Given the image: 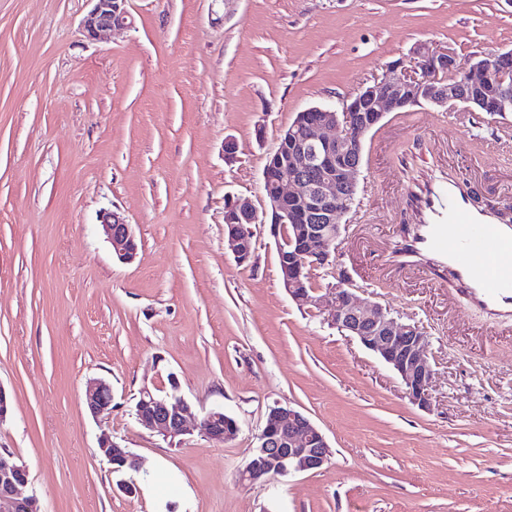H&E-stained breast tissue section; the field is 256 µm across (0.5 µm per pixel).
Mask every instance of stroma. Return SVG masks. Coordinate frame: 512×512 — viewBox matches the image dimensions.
I'll list each match as a JSON object with an SVG mask.
<instances>
[{
  "label": "stroma",
  "mask_w": 512,
  "mask_h": 512,
  "mask_svg": "<svg viewBox=\"0 0 512 512\" xmlns=\"http://www.w3.org/2000/svg\"><path fill=\"white\" fill-rule=\"evenodd\" d=\"M130 25L87 38L89 0H0V452L29 473L40 512H512V332L467 307L444 269L394 251L418 221L411 191L453 178L512 204L500 117L418 105L363 144L337 264L361 298L430 341L432 404L284 289L280 237L224 248L231 196L266 207L263 170L311 107L342 109L416 49L458 60L512 51V0H127ZM234 141V155L224 153ZM120 211L138 242L120 261L100 226ZM239 425L169 443L136 419L142 387ZM112 415L85 410L87 379ZM321 427L320 470L239 484L266 415ZM145 461L116 472L102 428ZM137 490H120L124 481ZM83 403L93 419L104 422L112 414V386L102 378L89 379ZM227 416L225 415L224 410L221 408H213L210 411H208L206 413V415L204 416V418H203L204 431H205V434L207 435V437L211 441H213L215 443L224 444V443L234 440L237 437L238 432H239V426L235 419L234 420L236 422V429L234 430L233 433H229L227 431L222 432V430H221V421L223 419L227 418ZM228 417H230V416H228ZM230 418H232V417H230Z\"/></svg>",
  "instance_id": "1"
}]
</instances>
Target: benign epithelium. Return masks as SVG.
Here are the masks:
<instances>
[{
  "label": "benign epithelium",
  "instance_id": "1",
  "mask_svg": "<svg viewBox=\"0 0 512 512\" xmlns=\"http://www.w3.org/2000/svg\"><path fill=\"white\" fill-rule=\"evenodd\" d=\"M83 21L86 34L100 38L127 22L126 0H91ZM437 107L458 104L490 115L512 112V52L475 55L469 63L457 62L444 50L424 55L421 72L410 74L400 65L389 68L373 85L363 88L342 111L312 107L302 111L284 132L283 147L269 156L263 185L269 209L258 213L245 197H232L224 208V241L235 261L248 262L255 251V224H271L272 231L292 226L299 248L282 263L284 288L293 297L319 309L333 327L347 332L399 376L409 401L424 409L431 406L434 369L428 359L429 339L416 324L400 323L377 302L365 300L345 281L330 284L325 294L308 290L301 275L308 267L336 262L340 220L350 210L362 164V142L388 112L409 104ZM102 229L113 252L129 262L135 239L131 225L117 212L102 216ZM83 403L99 422L112 414V386L102 378L86 382ZM194 418L188 402L178 396V384L158 394L145 386L136 404V419L146 430L171 442L191 431ZM224 410L213 408L203 418L207 437L224 444L238 432L221 430ZM98 452L111 465L131 472L143 469V460L112 439L106 430L98 437ZM333 456L324 433L291 406L269 409L258 444L238 473V481L252 483L264 474L321 469ZM27 469L10 454L0 453V512H39L35 498L25 496Z\"/></svg>",
  "mask_w": 512,
  "mask_h": 512
}]
</instances>
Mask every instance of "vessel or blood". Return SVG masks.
<instances>
[{"label":"vessel or blood","mask_w":512,"mask_h":512,"mask_svg":"<svg viewBox=\"0 0 512 512\" xmlns=\"http://www.w3.org/2000/svg\"><path fill=\"white\" fill-rule=\"evenodd\" d=\"M419 222L407 240V257H431L448 267L469 306L512 314V223L472 208L453 181L418 187Z\"/></svg>","instance_id":"1"}]
</instances>
